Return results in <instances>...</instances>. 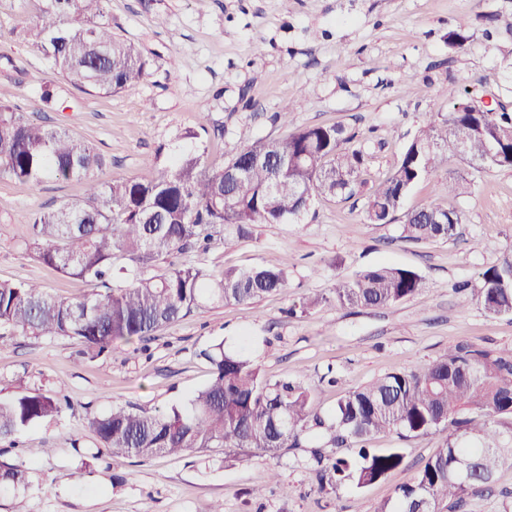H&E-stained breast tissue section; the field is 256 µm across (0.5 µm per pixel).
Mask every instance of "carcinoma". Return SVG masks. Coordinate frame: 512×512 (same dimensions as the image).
I'll list each match as a JSON object with an SVG mask.
<instances>
[{"instance_id":"obj_1","label":"carcinoma","mask_w":512,"mask_h":512,"mask_svg":"<svg viewBox=\"0 0 512 512\" xmlns=\"http://www.w3.org/2000/svg\"><path fill=\"white\" fill-rule=\"evenodd\" d=\"M107 0H46V19L29 27L31 46L56 72L85 92L133 89L147 62L136 45L115 33ZM340 125L303 127L278 141L258 140L226 163L208 159L203 142L148 180L101 183L104 164L94 146L65 129L34 122L15 111L0 89V177L29 185L47 179L82 180L86 196L32 218L26 249L37 261L84 281L89 291L75 302L59 300L39 285L0 280V331L4 335L68 337L99 358L118 343L146 341L206 304H250L286 291L288 262L220 275L200 264L162 269L174 252L206 254L216 244L229 249L256 224L297 219L316 195H353L364 162ZM462 143L473 161L495 148V165L512 167V113L475 112L453 106L446 118L428 121L411 140L393 173L370 195L367 219L393 222L407 192L436 167L446 148ZM459 215L428 207L405 215L403 233L414 241L455 235ZM416 271L375 266L340 283L329 298L340 307H383L423 290ZM477 299L494 316L512 315V265L487 268ZM212 379L183 407L152 412L114 406L89 419L99 442L92 458H151L208 448L254 450L274 459L290 440L329 427L333 443H360L383 432L403 438L448 433L443 446L411 482L374 512H467L469 495L492 482L498 467L512 461L500 428L512 426V349H478L459 343L427 368L391 372L340 396L325 421L311 414V392L300 381L270 380L224 342L200 352ZM70 406L58 392L26 391L0 399V442L16 447L29 426ZM398 449L380 453L360 447L357 457L317 460L318 490L348 484L361 489L403 465ZM470 466V479L457 471ZM28 485L22 465L0 463V493L21 501Z\"/></svg>"}]
</instances>
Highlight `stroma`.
<instances>
[{
  "instance_id": "obj_1",
  "label": "stroma",
  "mask_w": 512,
  "mask_h": 512,
  "mask_svg": "<svg viewBox=\"0 0 512 512\" xmlns=\"http://www.w3.org/2000/svg\"><path fill=\"white\" fill-rule=\"evenodd\" d=\"M115 32L135 42L148 65L132 90L87 94L68 84L26 41L44 16L43 0H0V87L31 119L91 141L104 156L101 180L146 178L194 141L220 163L258 140L309 125L344 126L365 154L351 197L319 196L300 220L259 224L234 248L173 254L220 273L287 260V292L248 305L210 304L144 343L118 344L108 356H83L75 340L0 338V398L41 389L66 394L70 409L22 432L28 458L0 443V461L29 472L28 512H374L412 480L443 434H384L371 448L399 449L403 465L357 490H317L314 452L353 456L326 432L301 436L276 459L254 452L198 450L84 467L98 441L87 417L116 405L149 411L178 405L211 379L199 352L214 342L245 351L274 380H298L312 411L329 417L342 392L393 371L422 368L466 341L512 348V315L492 316L475 300L489 267L512 263V168L478 166L452 151L406 195L402 210L431 206L462 217L456 237L413 242L401 221L369 224L372 189L397 164L417 129L457 101L490 100L512 112V0H109ZM468 40L449 49L459 22ZM51 92L47 104L43 92ZM288 119L278 114L288 103ZM462 193H448V178ZM85 196L77 180L31 186L0 179V280L41 284L65 301L87 293L78 279L34 261L24 249L31 217ZM417 271L422 293L385 308L327 303L333 288L373 266ZM323 302L308 305V298ZM334 370L338 385L324 375ZM280 474L287 491L271 490ZM266 489L263 500L251 491ZM470 512H512V464Z\"/></svg>"
}]
</instances>
